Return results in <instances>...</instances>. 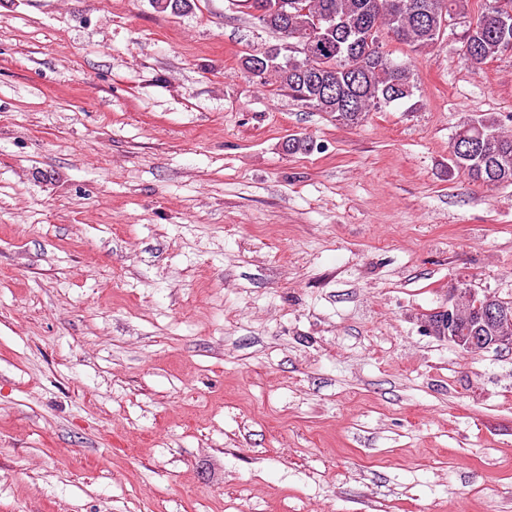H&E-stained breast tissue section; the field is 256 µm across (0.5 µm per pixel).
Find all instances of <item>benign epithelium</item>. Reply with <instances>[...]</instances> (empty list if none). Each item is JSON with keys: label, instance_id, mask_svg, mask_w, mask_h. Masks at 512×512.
Returning a JSON list of instances; mask_svg holds the SVG:
<instances>
[{"label": "benign epithelium", "instance_id": "benign-epithelium-1", "mask_svg": "<svg viewBox=\"0 0 512 512\" xmlns=\"http://www.w3.org/2000/svg\"><path fill=\"white\" fill-rule=\"evenodd\" d=\"M426 333L462 352L512 349V308L482 288L448 289V308L423 321Z\"/></svg>", "mask_w": 512, "mask_h": 512}]
</instances>
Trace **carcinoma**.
Masks as SVG:
<instances>
[{"label":"carcinoma","instance_id":"cac0c4a2","mask_svg":"<svg viewBox=\"0 0 512 512\" xmlns=\"http://www.w3.org/2000/svg\"><path fill=\"white\" fill-rule=\"evenodd\" d=\"M263 2L256 19L278 42L243 55L242 68L250 74L263 65L260 83L274 77L292 98L345 127L414 96V58L433 53L453 18L477 16L475 26L459 33V42L470 46L462 59L471 65L497 59L512 40V18L505 22L472 0H305L304 8L295 6L298 0ZM152 6L178 15L191 10L193 0H152ZM317 16L325 22L316 30ZM373 28L408 48L405 61H394L374 42L362 44ZM511 123L512 115L495 112L464 116L448 145L452 170L486 187L512 186Z\"/></svg>","mask_w":512,"mask_h":512}]
</instances>
